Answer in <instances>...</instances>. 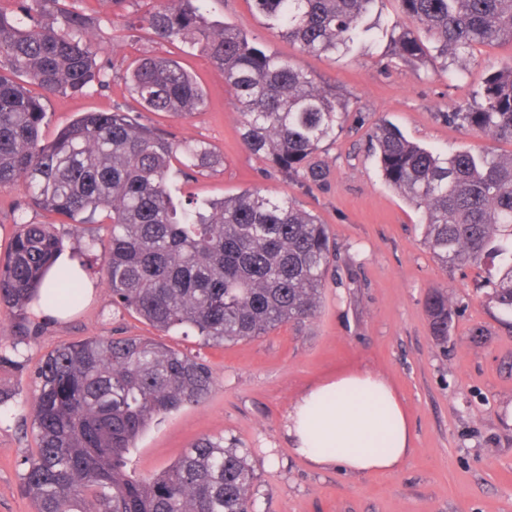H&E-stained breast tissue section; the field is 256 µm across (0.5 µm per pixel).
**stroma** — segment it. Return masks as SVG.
Returning <instances> with one entry per match:
<instances>
[{"instance_id": "35a3bbf8", "label": "stroma", "mask_w": 512, "mask_h": 512, "mask_svg": "<svg viewBox=\"0 0 512 512\" xmlns=\"http://www.w3.org/2000/svg\"><path fill=\"white\" fill-rule=\"evenodd\" d=\"M157 0H80L99 18L88 38L104 68V87L48 96L45 139L84 112H140L141 123L177 140L210 144L214 170L178 176L175 200L233 197L246 189L298 202L327 224L335 246L319 311L303 324H286L251 341L202 345L182 332H159L115 307L104 284L101 249L106 225L85 231L28 204L22 188H0V257L17 216L52 225L64 248L83 252L94 298L66 320L41 324L22 343L30 364L58 345L89 336H147L201 355L215 386L208 398L154 422L136 441L128 467L140 476L162 473L204 436H224L251 451L258 480L257 512H512V315L489 300L496 268L444 269L423 242L421 214L384 181L369 150L375 124L387 120L421 146L451 153L488 146L512 154V142L488 141L450 123V112L473 103L486 76L512 60V43L473 48L465 79L449 80L439 62L408 63L392 56L385 38L345 55L309 54L279 37L249 0H212L210 18L246 33L269 53L287 59L316 82L337 87L349 106L345 128L324 144L330 174L300 183L251 153L241 117L223 75L198 50L157 41L128 19ZM146 55L177 59L195 77L206 107L187 119L141 112L126 71ZM452 301L453 333L437 345L425 299L432 289ZM482 340H474L475 332ZM361 370L381 376L405 408L413 441L402 467L389 475H354L315 467L297 455L286 434L289 407L309 387ZM0 387L19 390V404L0 418V512H34L20 487L23 460L36 448L28 417L33 399L28 371L0 367Z\"/></svg>"}]
</instances>
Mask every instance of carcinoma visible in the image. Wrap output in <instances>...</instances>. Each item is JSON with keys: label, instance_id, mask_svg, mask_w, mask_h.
<instances>
[{"label": "carcinoma", "instance_id": "cac0c4a2", "mask_svg": "<svg viewBox=\"0 0 512 512\" xmlns=\"http://www.w3.org/2000/svg\"><path fill=\"white\" fill-rule=\"evenodd\" d=\"M0 0V187L21 186L32 204L79 230L109 221L102 250L112 301L163 332L187 329L205 344L251 340L314 318L333 252L326 225L295 202L259 190L220 201L177 204L176 173L218 163L203 141L176 142L121 109L87 112L45 141L47 94L104 86L87 38L97 18L75 8L39 20L44 3ZM209 0H163L130 29L200 50L224 74L241 114V137L290 177L327 178L322 144L343 128L345 103L334 86L267 53L240 31L209 18ZM279 36L301 51L346 54L368 40L376 0H252ZM403 22L390 34L394 54L455 65L476 45L512 42V0H398ZM146 112L187 118L204 92L175 60L147 56L130 72ZM448 121L490 140L512 141V62L486 78L480 101ZM385 182L422 211L425 243L439 264L498 261L491 300L512 313V155L487 148L434 152L387 123L371 135ZM180 168L175 170L172 161ZM0 258V313L16 334L34 331L31 304L70 310L83 300L74 268L55 265L62 241L47 224L18 216ZM430 331L448 342V296L426 301ZM215 378L200 356L142 336H92L62 344L31 374L36 452L21 488L34 512H256L257 477L244 448L205 436L165 472L140 477L127 457L159 417L202 402Z\"/></svg>", "mask_w": 512, "mask_h": 512}]
</instances>
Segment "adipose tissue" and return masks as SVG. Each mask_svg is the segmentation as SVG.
I'll return each instance as SVG.
<instances>
[{"label":"adipose tissue","mask_w":512,"mask_h":512,"mask_svg":"<svg viewBox=\"0 0 512 512\" xmlns=\"http://www.w3.org/2000/svg\"><path fill=\"white\" fill-rule=\"evenodd\" d=\"M286 432L295 452L315 466L358 475L396 471L411 448L401 402L369 372L308 389L289 409Z\"/></svg>","instance_id":"adipose-tissue-1"}]
</instances>
